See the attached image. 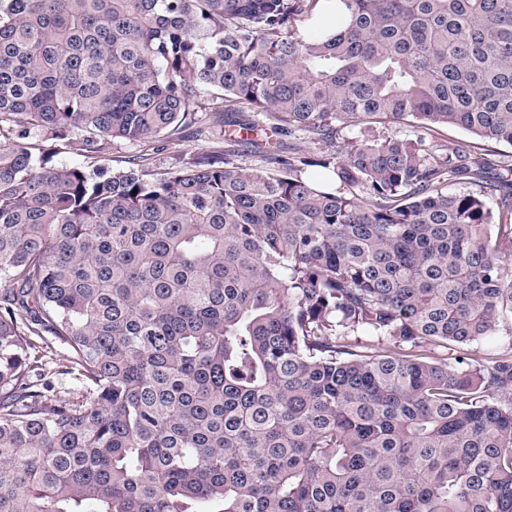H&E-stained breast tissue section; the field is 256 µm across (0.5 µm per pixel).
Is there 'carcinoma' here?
<instances>
[{
	"instance_id": "obj_1",
	"label": "carcinoma",
	"mask_w": 512,
	"mask_h": 512,
	"mask_svg": "<svg viewBox=\"0 0 512 512\" xmlns=\"http://www.w3.org/2000/svg\"><path fill=\"white\" fill-rule=\"evenodd\" d=\"M248 112L336 150L53 163ZM439 127L512 146V0H0V512H512V160ZM143 147L132 145L127 141L114 139L109 149L98 158H91L82 150L79 138L73 136L71 139L60 142L54 148V161L59 165L77 166L92 169L91 166L112 165L113 168L125 166L133 155L142 150ZM66 368L62 364L49 363L38 377V384L42 387L47 385L46 394L52 398L61 399H82L86 394L84 386L73 375L65 373Z\"/></svg>"
}]
</instances>
